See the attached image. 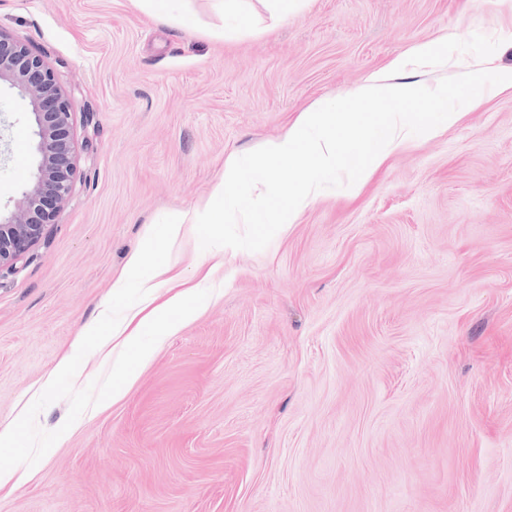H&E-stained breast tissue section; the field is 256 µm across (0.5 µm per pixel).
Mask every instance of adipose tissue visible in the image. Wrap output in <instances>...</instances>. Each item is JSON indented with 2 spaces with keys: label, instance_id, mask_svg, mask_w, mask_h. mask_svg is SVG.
Segmentation results:
<instances>
[{
  "label": "adipose tissue",
  "instance_id": "adipose-tissue-1",
  "mask_svg": "<svg viewBox=\"0 0 512 512\" xmlns=\"http://www.w3.org/2000/svg\"><path fill=\"white\" fill-rule=\"evenodd\" d=\"M144 285L152 291L160 286L167 287L171 294L151 309L139 310L124 326L112 331L111 336L116 348L135 350L139 359L145 362L150 360L156 345L176 333V318H190L195 307L194 290L182 287L179 275H172L157 284L148 279Z\"/></svg>",
  "mask_w": 512,
  "mask_h": 512
}]
</instances>
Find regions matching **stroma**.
Segmentation results:
<instances>
[{
  "instance_id": "1",
  "label": "stroma",
  "mask_w": 512,
  "mask_h": 512,
  "mask_svg": "<svg viewBox=\"0 0 512 512\" xmlns=\"http://www.w3.org/2000/svg\"><path fill=\"white\" fill-rule=\"evenodd\" d=\"M198 29L130 0H0V32L74 101L75 190L0 277V428L41 393L163 216L193 213L242 156L415 44L480 33L512 71L500 0H306L255 34L188 0ZM413 137L357 195L325 189L262 251L167 260L195 315L124 395L83 413L0 512H512V89ZM8 126L0 208L33 170Z\"/></svg>"
}]
</instances>
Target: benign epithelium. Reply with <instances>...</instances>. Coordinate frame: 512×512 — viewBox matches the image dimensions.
<instances>
[{
	"instance_id": "1",
	"label": "benign epithelium",
	"mask_w": 512,
	"mask_h": 512,
	"mask_svg": "<svg viewBox=\"0 0 512 512\" xmlns=\"http://www.w3.org/2000/svg\"><path fill=\"white\" fill-rule=\"evenodd\" d=\"M17 90L35 126L36 171L8 216L0 215V272L13 269L74 191L78 157L73 101L44 59L0 33V83Z\"/></svg>"
}]
</instances>
